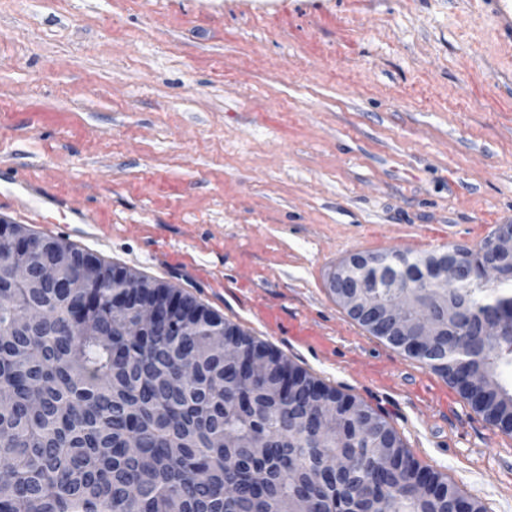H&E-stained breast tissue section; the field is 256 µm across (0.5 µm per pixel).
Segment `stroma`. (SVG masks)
I'll return each instance as SVG.
<instances>
[{"mask_svg": "<svg viewBox=\"0 0 512 512\" xmlns=\"http://www.w3.org/2000/svg\"><path fill=\"white\" fill-rule=\"evenodd\" d=\"M479 0H0V220L177 288L512 512V433L353 320L356 253L512 224V47ZM324 332L271 335L252 297Z\"/></svg>", "mask_w": 512, "mask_h": 512, "instance_id": "1", "label": "stroma"}]
</instances>
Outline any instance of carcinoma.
<instances>
[{
    "label": "carcinoma",
    "mask_w": 512,
    "mask_h": 512,
    "mask_svg": "<svg viewBox=\"0 0 512 512\" xmlns=\"http://www.w3.org/2000/svg\"><path fill=\"white\" fill-rule=\"evenodd\" d=\"M48 253L18 252L0 240V512H443L460 491L412 457L388 421L323 383L219 316L183 321L182 297L149 283L112 308V288L130 275L97 261V275L77 303L60 284L34 292L11 273L21 258L35 274L45 262L71 266L81 252L55 242ZM466 306L453 324L464 348L448 354V324L424 354L402 351L443 377L480 375L479 390L503 431L512 429V337L482 336L486 306L512 298V280L472 283L448 291ZM177 302L181 322L165 335L142 327L138 308ZM238 353L224 361L212 343L218 330ZM254 356L267 360L280 398L246 373ZM307 421H284L288 403ZM335 412L338 428L323 437L308 421ZM238 443L224 447V434ZM380 435L392 452L367 448ZM138 448H127L131 437ZM350 460L340 476L311 479L324 458Z\"/></svg>",
    "instance_id": "obj_1"
}]
</instances>
